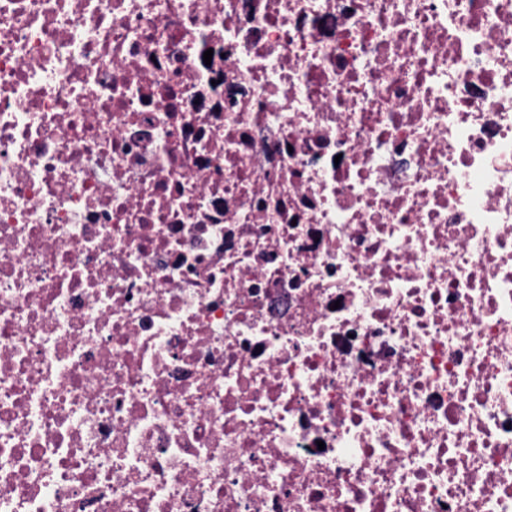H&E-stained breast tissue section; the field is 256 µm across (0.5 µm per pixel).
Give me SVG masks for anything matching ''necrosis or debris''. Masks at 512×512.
<instances>
[{
	"label": "necrosis or debris",
	"mask_w": 512,
	"mask_h": 512,
	"mask_svg": "<svg viewBox=\"0 0 512 512\" xmlns=\"http://www.w3.org/2000/svg\"><path fill=\"white\" fill-rule=\"evenodd\" d=\"M0 512H512V0H0Z\"/></svg>",
	"instance_id": "necrosis-or-debris-1"
}]
</instances>
